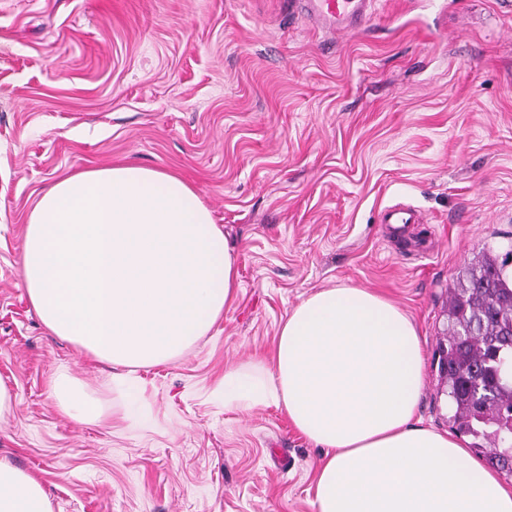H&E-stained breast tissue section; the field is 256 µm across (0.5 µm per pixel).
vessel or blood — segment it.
Segmentation results:
<instances>
[{
	"label": "vessel or blood",
	"instance_id": "1",
	"mask_svg": "<svg viewBox=\"0 0 512 512\" xmlns=\"http://www.w3.org/2000/svg\"><path fill=\"white\" fill-rule=\"evenodd\" d=\"M291 13L331 30L361 28L375 12V0H288Z\"/></svg>",
	"mask_w": 512,
	"mask_h": 512
}]
</instances>
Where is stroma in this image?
Masks as SVG:
<instances>
[{
	"label": "stroma",
	"mask_w": 512,
	"mask_h": 512,
	"mask_svg": "<svg viewBox=\"0 0 512 512\" xmlns=\"http://www.w3.org/2000/svg\"><path fill=\"white\" fill-rule=\"evenodd\" d=\"M116 161L184 177L237 246L240 288L208 336L136 370L137 412L80 424L66 372L105 413L123 389L51 336L19 273L58 178ZM405 204L421 223H382ZM512 247V11L500 0H379L332 33L284 0H0V456L54 512H314L321 457L272 407L224 408V370L268 354L288 312L373 289L416 325L423 425L446 432L435 352L448 289Z\"/></svg>",
	"instance_id": "stroma-1"
}]
</instances>
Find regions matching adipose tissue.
I'll list each match as a JSON object with an SVG mask.
<instances>
[{
  "instance_id": "adipose-tissue-1",
  "label": "adipose tissue",
  "mask_w": 512,
  "mask_h": 512,
  "mask_svg": "<svg viewBox=\"0 0 512 512\" xmlns=\"http://www.w3.org/2000/svg\"><path fill=\"white\" fill-rule=\"evenodd\" d=\"M20 274L46 329L112 367L129 411L130 372L207 336L237 294L236 259L181 177L118 162L57 180L25 226ZM424 351L398 306L369 288L302 299L272 354L224 371V406L273 407L322 457L315 512H512V489L448 434L422 426ZM62 410L97 421L100 403L67 374ZM0 512H54L41 482L0 457Z\"/></svg>"
}]
</instances>
